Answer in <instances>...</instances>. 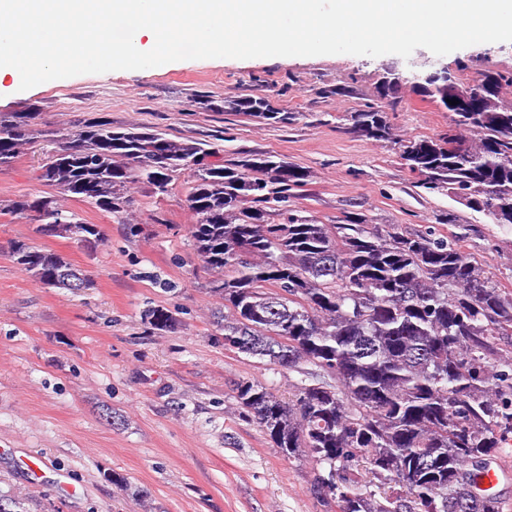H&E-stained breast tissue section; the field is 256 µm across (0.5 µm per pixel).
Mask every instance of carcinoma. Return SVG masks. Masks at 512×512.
<instances>
[{
  "mask_svg": "<svg viewBox=\"0 0 512 512\" xmlns=\"http://www.w3.org/2000/svg\"><path fill=\"white\" fill-rule=\"evenodd\" d=\"M488 97L472 112L454 113L448 139L391 137L376 103L351 116L357 132L397 146L409 167L426 165L429 190L477 197L474 210L512 224V112L496 102L512 73L485 75ZM233 109L286 123L268 101L245 98ZM33 112L0 120V167L34 136ZM45 185L109 213L130 186L190 171L188 202L196 259L210 272V291L224 300L214 319L224 348L283 371L314 367L284 401L252 380L234 383L245 416L283 456L312 459V492L336 512H502L499 496L471 488L499 449L512 443V359L493 373L482 361L495 340L512 333V293L491 284L454 240L430 229L400 233L351 217L317 224L293 205L305 172L273 156L231 166L207 164L213 152L146 127L85 120L71 133L50 134ZM69 150L65 164L55 153ZM277 179L269 198L240 197L250 180ZM45 196L21 194L8 205L17 220L53 237L61 220L80 224L61 206L41 215ZM250 249L242 254L243 244ZM9 256L42 285L80 290L86 272L63 255L23 240ZM153 329L173 318L146 311Z\"/></svg>",
  "mask_w": 512,
  "mask_h": 512,
  "instance_id": "obj_1",
  "label": "carcinoma"
}]
</instances>
